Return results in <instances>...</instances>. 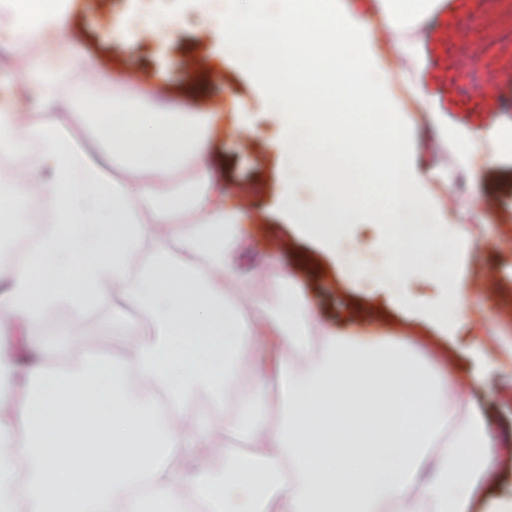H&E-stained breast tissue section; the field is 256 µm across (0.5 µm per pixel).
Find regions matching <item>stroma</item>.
Returning <instances> with one entry per match:
<instances>
[{
  "label": "stroma",
  "instance_id": "obj_1",
  "mask_svg": "<svg viewBox=\"0 0 512 512\" xmlns=\"http://www.w3.org/2000/svg\"><path fill=\"white\" fill-rule=\"evenodd\" d=\"M97 20L88 22L79 0L67 16L64 49L93 58L108 75L91 82L80 65L65 68L64 86H83L87 95L105 104L140 98L142 107L155 99L169 101L209 117L208 166L212 178L230 194L250 192L249 206L260 216L247 225L249 236L268 239V251H248L245 262L257 270L268 306H276L289 279L299 281L321 326L343 328L372 316L394 337L411 333L441 368L468 367L472 360L470 328L444 337L429 323L380 307L377 297L350 288L334 264L316 245L288 224L278 201L300 183H289L280 160L277 125L264 103L268 86L253 78L243 58L224 52L217 21L218 0H96ZM131 26L126 37L112 35L114 19ZM426 58L425 69L396 61L391 47H380L384 63L396 64L397 86L422 83L427 104L447 112L457 124L481 127L512 119V0H440L434 12L410 32ZM195 58L199 70L185 63ZM245 103V133L232 132L229 116L235 100ZM487 242L452 244L449 285L471 291L473 320L483 308L512 319V159L496 160L485 184ZM499 352L487 345L479 362L488 386L485 414L503 426L512 425V375L498 366Z\"/></svg>",
  "mask_w": 512,
  "mask_h": 512
}]
</instances>
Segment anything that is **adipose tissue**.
<instances>
[{
    "instance_id": "adipose-tissue-1",
    "label": "adipose tissue",
    "mask_w": 512,
    "mask_h": 512,
    "mask_svg": "<svg viewBox=\"0 0 512 512\" xmlns=\"http://www.w3.org/2000/svg\"><path fill=\"white\" fill-rule=\"evenodd\" d=\"M436 0H224L227 54L248 49L271 85L289 174L323 204L284 200L299 235L331 257L351 286L377 272L341 241L333 211L379 226L385 242L414 224L427 242L474 237L468 209L444 204L452 170L422 165L419 84L395 94L372 32H393L398 55L417 44L405 30ZM65 0H0V33L38 46L18 82L0 87V512H512L491 496L512 430L470 406L456 435L449 391L481 389L473 370H442L408 341L353 328L323 329L301 285L289 281L270 310L237 277L254 223L210 177L207 119L131 107L97 112L99 155L72 148L55 118L19 129L18 97L58 113ZM437 141H452L471 200L495 157H512V123L474 129L429 109ZM126 165L116 181L102 161ZM52 219L40 220L42 210ZM177 251H170L168 241ZM150 319L137 331L121 309L97 330L76 320L114 292ZM395 310L417 312L446 335L466 321L460 288L415 306L404 288L383 291ZM69 320L46 325V313ZM274 336V374L243 376L251 335ZM132 337L121 356L100 342ZM81 359H74L75 351ZM233 397L218 425L192 410L197 394ZM224 434V469L205 460Z\"/></svg>"
}]
</instances>
